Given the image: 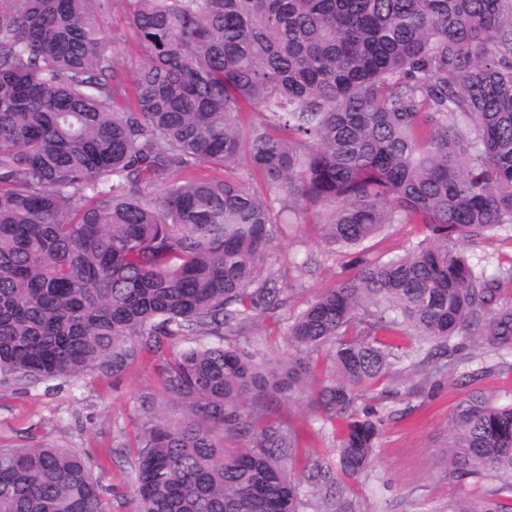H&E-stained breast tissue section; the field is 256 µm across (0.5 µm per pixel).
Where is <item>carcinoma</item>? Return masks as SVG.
I'll list each match as a JSON object with an SVG mask.
<instances>
[{"label": "carcinoma", "mask_w": 512, "mask_h": 512, "mask_svg": "<svg viewBox=\"0 0 512 512\" xmlns=\"http://www.w3.org/2000/svg\"><path fill=\"white\" fill-rule=\"evenodd\" d=\"M118 2L145 56L132 78L102 0L0 9V377L115 379L167 354L185 413L144 408L134 512H302L300 437L274 401L311 392L355 479L400 339L431 344L417 390L468 342L512 350V265L478 271L448 247L512 230V0ZM242 159L248 183L204 173ZM309 212L355 272L295 317L292 358L258 359L238 341L287 303L263 277L273 225ZM395 224L426 237L368 261ZM448 462L501 479L448 512H512V400L472 390ZM0 512L108 502L82 451L0 449Z\"/></svg>", "instance_id": "carcinoma-1"}]
</instances>
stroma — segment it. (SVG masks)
<instances>
[{
  "label": "stroma",
  "mask_w": 512,
  "mask_h": 512,
  "mask_svg": "<svg viewBox=\"0 0 512 512\" xmlns=\"http://www.w3.org/2000/svg\"><path fill=\"white\" fill-rule=\"evenodd\" d=\"M100 18L114 37L112 58L126 73H134L143 54L126 26L122 8L104 0ZM274 235L275 250L265 273L288 289L289 302L281 310L256 316L241 346L260 357L284 360L289 356L286 338L294 317L352 269L348 256L327 244L321 225L311 221L278 224ZM424 237L422 225L398 224L368 242L366 254L371 260L384 259ZM401 345L402 355L393 367L395 377L386 400L398 414L378 441L373 466L359 479L337 481L334 428L313 410L307 398H285L274 405L275 414L299 432L300 457L318 460L329 469L326 480L306 483V512H445L449 498L483 493V486L450 477L448 425L472 388H481L501 402L512 396V351L469 346L470 368L486 371L477 384H469L457 369L413 396L409 393V355L418 351L419 344L405 339ZM163 368V358L146 355L118 378L89 374L54 390L44 383L1 381L0 448L51 445L84 450L94 464L111 512H132L133 458L117 453L118 444H133L143 414V397L155 399L168 419L183 414L181 402L164 391ZM406 399L413 409L404 415L400 408Z\"/></svg>",
  "instance_id": "stroma-1"
}]
</instances>
